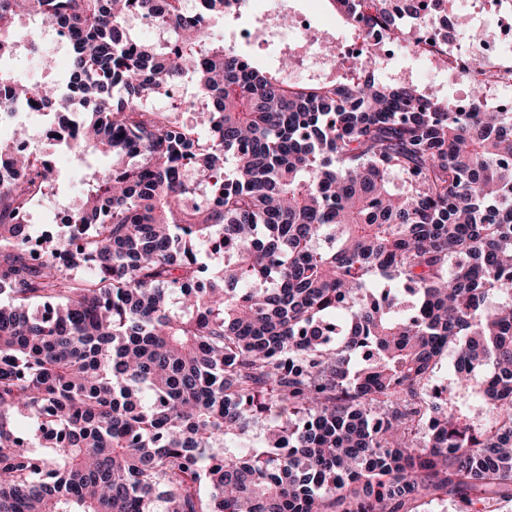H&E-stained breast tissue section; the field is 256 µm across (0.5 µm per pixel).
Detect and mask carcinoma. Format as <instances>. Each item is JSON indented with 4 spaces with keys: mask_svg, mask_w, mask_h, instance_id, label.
Masks as SVG:
<instances>
[{
    "mask_svg": "<svg viewBox=\"0 0 512 512\" xmlns=\"http://www.w3.org/2000/svg\"><path fill=\"white\" fill-rule=\"evenodd\" d=\"M228 2L0 0V59L22 17L71 51L64 92L0 69V112L81 105L52 148L111 159L34 261L16 218L57 174L0 143V512H503L512 115L365 60L294 82L209 41ZM328 2L403 36L386 0ZM184 80L195 121L144 103Z\"/></svg>",
    "mask_w": 512,
    "mask_h": 512,
    "instance_id": "obj_1",
    "label": "carcinoma"
}]
</instances>
